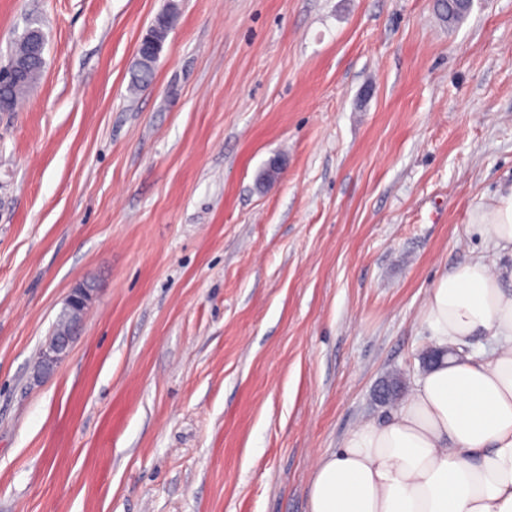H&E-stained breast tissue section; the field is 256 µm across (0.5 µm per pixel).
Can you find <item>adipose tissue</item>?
<instances>
[{"label": "adipose tissue", "instance_id": "ef3b65f1", "mask_svg": "<svg viewBox=\"0 0 512 512\" xmlns=\"http://www.w3.org/2000/svg\"><path fill=\"white\" fill-rule=\"evenodd\" d=\"M474 227L512 250V190ZM423 314L433 345L457 355L424 371L388 423L318 459L308 512H512V273L483 257L459 264Z\"/></svg>", "mask_w": 512, "mask_h": 512}]
</instances>
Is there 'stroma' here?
I'll use <instances>...</instances> for the list:
<instances>
[{
	"label": "stroma",
	"instance_id": "35a3bbf8",
	"mask_svg": "<svg viewBox=\"0 0 512 512\" xmlns=\"http://www.w3.org/2000/svg\"><path fill=\"white\" fill-rule=\"evenodd\" d=\"M167 4L0 0V66L46 39L0 112V512H307L420 376L436 278L512 267L472 228L512 187V0H179L130 95ZM435 6L439 16L448 24L461 22L470 11L466 3L458 0H436ZM44 47L40 54V56L35 57L29 54V48L27 41L24 39H20L19 44L15 52L10 56V60L12 59H21L24 60L27 64L29 71V79L26 83L22 84H3L0 86V97L3 96L7 99L9 103L10 110H14L19 102V100L29 91L34 84L36 83L43 65H44ZM9 60V61H10ZM93 298L94 288H88L84 283L73 286L67 296L66 307L63 312L60 313L53 327L51 336H60L70 327L72 318L69 310L81 321L86 310L92 303ZM74 331L64 338L51 339L42 353L44 361L43 370L50 371L58 364L68 353L72 343Z\"/></svg>",
	"mask_w": 512,
	"mask_h": 512
}]
</instances>
